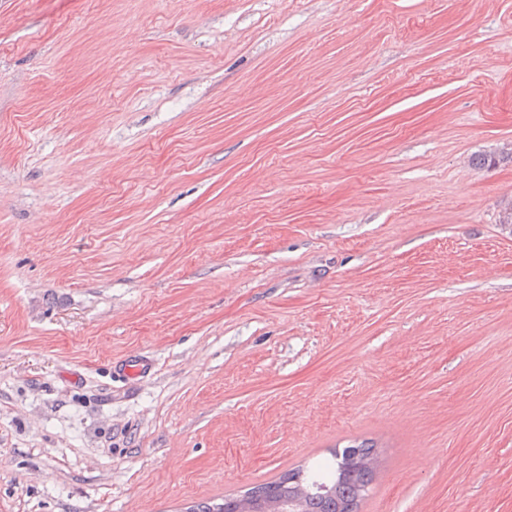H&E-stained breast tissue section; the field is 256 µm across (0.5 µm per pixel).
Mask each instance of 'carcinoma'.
<instances>
[{"mask_svg": "<svg viewBox=\"0 0 512 512\" xmlns=\"http://www.w3.org/2000/svg\"><path fill=\"white\" fill-rule=\"evenodd\" d=\"M504 160H512L511 151L474 158L477 166L487 170ZM331 455L326 475L308 476L302 468L291 469L243 495L226 496L221 504H199L187 512H236L242 499L250 501L252 512H350L349 503L365 500L378 479L373 465L378 446L370 440L355 441L332 449Z\"/></svg>", "mask_w": 512, "mask_h": 512, "instance_id": "carcinoma-1", "label": "carcinoma"}]
</instances>
